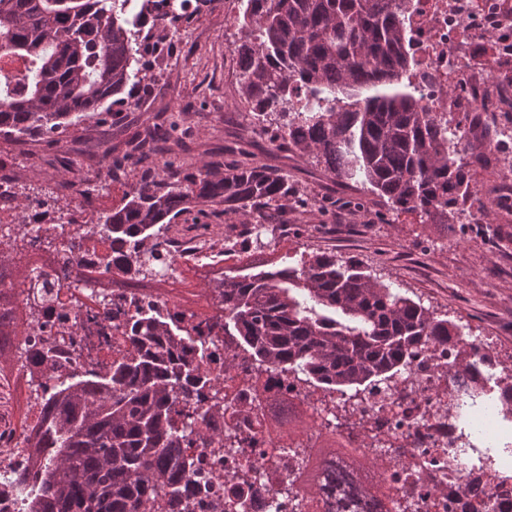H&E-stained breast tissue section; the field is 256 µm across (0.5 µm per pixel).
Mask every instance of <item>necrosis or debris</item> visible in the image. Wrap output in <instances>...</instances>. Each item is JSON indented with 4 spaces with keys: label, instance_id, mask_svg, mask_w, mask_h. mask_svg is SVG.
<instances>
[{
    "label": "necrosis or debris",
    "instance_id": "obj_1",
    "mask_svg": "<svg viewBox=\"0 0 512 512\" xmlns=\"http://www.w3.org/2000/svg\"><path fill=\"white\" fill-rule=\"evenodd\" d=\"M491 24L500 36L493 45L482 37ZM405 26L408 79L435 111L461 113L459 127L467 130L471 113L512 110V0H411ZM454 46L463 47V54L452 55ZM67 197L65 223L41 224L32 209L18 216L15 228L26 244L0 268V311L25 330L14 376L58 388L71 374L110 365L126 346L125 325L149 302L165 316L202 328L209 340L204 364L213 382L200 405L209 408L218 395L224 407L214 424L219 439L197 451L204 473L189 501L191 512H327L324 496L289 477L303 465L320 477L331 460L342 461L357 484L368 485L386 512H512V480L457 453L464 426L493 445L512 441V429L502 421L512 411V370L490 342L475 348L453 336L424 348L409 374L360 399L309 389L278 369L251 365L224 334L214 289L202 294L209 315L201 318L164 292L147 296L113 284L105 269L112 241L104 235L86 238L71 257L36 263L40 234L73 237L86 231L76 221L88 201L84 185L72 181ZM163 247L177 269L224 265L220 239L167 240ZM47 342L58 345L51 367L42 356ZM470 349L476 370L449 377V357ZM474 386L488 393L459 419L463 390ZM45 409V401L35 398L25 426L0 425V478L27 463Z\"/></svg>",
    "mask_w": 512,
    "mask_h": 512
}]
</instances>
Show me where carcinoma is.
<instances>
[{
	"label": "carcinoma",
	"instance_id": "1",
	"mask_svg": "<svg viewBox=\"0 0 512 512\" xmlns=\"http://www.w3.org/2000/svg\"><path fill=\"white\" fill-rule=\"evenodd\" d=\"M166 0H0V57L20 56L29 74L15 82L0 69V133L53 136L72 118L138 99L151 87L139 54L141 27L167 29L180 16ZM244 31L236 51L240 93L255 118L301 154L325 163L424 224H448L458 197H473L458 163L460 135L411 84L404 16L411 0H241ZM158 137L127 158L143 168L124 203L98 217L129 279L169 266L159 230L198 205L244 216L276 211L293 188L261 166L202 163L184 176L156 163ZM224 335L252 358L301 372L327 391L375 393L405 375L435 341L460 336L455 323L394 291L360 264L312 254L296 265L226 276ZM129 351L105 373L75 374L48 394L36 447L43 463L15 470L11 484L30 512H183L199 460L188 454L213 433L193 429L194 395L210 382L189 357L207 337L168 322L154 306L126 326ZM337 512H371L372 501L336 472Z\"/></svg>",
	"mask_w": 512,
	"mask_h": 512
}]
</instances>
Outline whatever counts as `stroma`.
Segmentation results:
<instances>
[{
    "label": "stroma",
    "mask_w": 512,
    "mask_h": 512,
    "mask_svg": "<svg viewBox=\"0 0 512 512\" xmlns=\"http://www.w3.org/2000/svg\"><path fill=\"white\" fill-rule=\"evenodd\" d=\"M240 0H218L205 16L185 15L178 23L179 45L168 57L138 109L118 113L117 124L84 118L55 139L0 135V158L18 172L12 185L19 201H42L53 213L65 205L60 163L70 159L92 197L83 223H96L101 213L122 204L137 172L118 179L100 175L103 154L120 155L132 137L145 133L157 113L176 114L179 128L161 159L177 172L208 161L220 167L253 162L285 175L307 198L274 212L275 227L263 248L249 258L230 257L224 272L259 270L297 264L301 256L324 252L352 259L402 295L421 301L437 316L457 324L468 339H489L504 362L512 361V216L500 208L484 211L488 187L512 179V171L484 165L486 148L475 145L461 155L471 176L475 204L450 224H425L414 214H395L369 187L337 179L313 158L300 156L284 141H271L239 95L240 39L236 18ZM232 230L238 241H251L250 226L223 207L201 205L176 219V234L215 238ZM216 275L175 273L163 281L166 292L183 306L199 309L203 288L214 287Z\"/></svg>",
    "instance_id": "1"
}]
</instances>
